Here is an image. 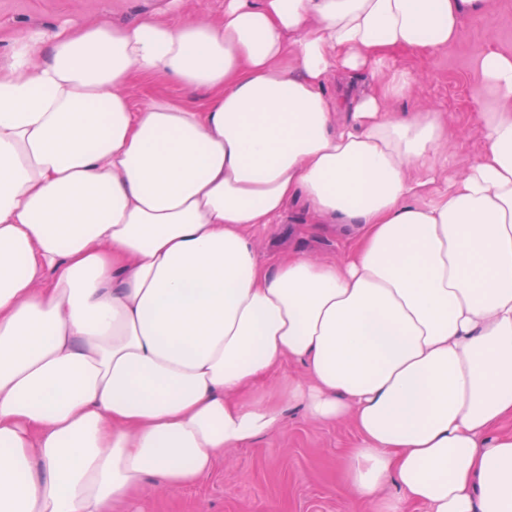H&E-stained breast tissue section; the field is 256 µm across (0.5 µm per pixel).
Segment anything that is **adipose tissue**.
<instances>
[{
  "instance_id": "ef3b65f1",
  "label": "adipose tissue",
  "mask_w": 512,
  "mask_h": 512,
  "mask_svg": "<svg viewBox=\"0 0 512 512\" xmlns=\"http://www.w3.org/2000/svg\"><path fill=\"white\" fill-rule=\"evenodd\" d=\"M489 0H224L223 18L28 29L0 62V512H117L276 429L240 393L351 420L369 512H512V52L477 59L483 152L392 111ZM334 72H368L346 120ZM138 76L210 94L134 105ZM443 178V177H442ZM303 197L338 263L263 266L244 228ZM397 483L400 494L382 497Z\"/></svg>"
}]
</instances>
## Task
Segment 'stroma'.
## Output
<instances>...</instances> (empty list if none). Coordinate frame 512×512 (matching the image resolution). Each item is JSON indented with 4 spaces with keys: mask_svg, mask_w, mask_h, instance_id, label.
I'll use <instances>...</instances> for the list:
<instances>
[{
    "mask_svg": "<svg viewBox=\"0 0 512 512\" xmlns=\"http://www.w3.org/2000/svg\"><path fill=\"white\" fill-rule=\"evenodd\" d=\"M145 15L173 23L189 15L217 20L224 15V0H0V60L10 56L18 35L29 28L123 25ZM488 47L512 52V0H493L491 10L465 18L459 39L436 56L403 53L396 59L419 77L415 93L397 102V109L430 107L448 116L455 131L446 150L452 176L463 173L482 149L474 130L478 104L472 88L476 55ZM129 94L137 104L157 95L196 106L208 99L205 92H187L146 76L133 80ZM250 234L260 261L270 268L290 254L331 262L353 245L335 225L309 223L298 201L281 219L254 225ZM305 375L303 362L284 360L250 394L254 400L279 403V427L245 447L224 450L212 470L191 486L168 490L146 479L139 512H366L345 489L347 452L357 439L350 422L324 423L283 400L289 379Z\"/></svg>",
    "mask_w": 512,
    "mask_h": 512,
    "instance_id": "obj_1",
    "label": "stroma"
}]
</instances>
